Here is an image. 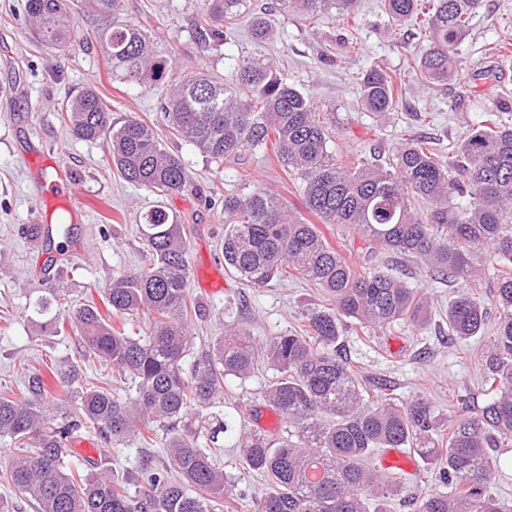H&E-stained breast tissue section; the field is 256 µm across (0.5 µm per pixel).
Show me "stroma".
Listing matches in <instances>:
<instances>
[{
    "mask_svg": "<svg viewBox=\"0 0 512 512\" xmlns=\"http://www.w3.org/2000/svg\"><path fill=\"white\" fill-rule=\"evenodd\" d=\"M381 3L361 0L355 21L344 19L334 8L307 22L289 13L280 15L272 37L257 41L249 17L275 8L276 0H247L235 42L221 46L201 45L191 34L202 0H125L124 16L144 24L158 50L177 47L178 65L188 71L228 80L244 57L287 62L290 82L309 94L319 111L335 113L333 147L339 162L347 165L376 147L391 152L415 134L448 149L480 123L487 109L512 119V0H483L461 46L462 70L454 81L430 87L407 75L409 60L424 48L422 39L413 26L393 24ZM24 4L25 0H0V310L13 313L11 324L0 330V389L14 391L21 388L26 370L74 357L79 349L75 336L43 334L25 318V295L40 285L44 256L56 257L65 287L73 289L78 301H85L116 273L140 265L144 245L137 225L155 203L152 193L114 175L105 143L70 137L59 122L61 109L90 84L115 118L152 119L166 92L162 86L145 90L114 81L94 48L59 59L26 34ZM377 65L404 77L406 83L400 105L381 118L358 104L359 79ZM162 140L192 176L191 187L166 205L181 216L190 242L194 278L188 292L198 306L195 333L213 339L223 335L225 324L235 323L266 339L297 326L303 305L324 300L313 286L275 280L263 288H248L229 278L223 291L206 293L195 281L196 276L224 269L218 257L224 218L220 208L208 206V198L223 194L230 185L263 184L296 206L300 198L293 182L258 150L244 152L219 170L188 143L167 134ZM33 149L72 175L76 199L86 215L70 235L43 220L45 204L36 186L47 173L19 160L21 153ZM388 264L408 286L426 293L434 310L422 329L398 325L380 336L345 332L343 347L363 383L387 378L398 400L425 397L443 414L464 394L472 404L483 405L473 343L448 338L453 287L430 277L412 259L394 256ZM271 377V372L261 370L245 381L227 378L225 414L236 424L250 426L248 410L262 406V392ZM224 444V470L236 482L235 495L225 498L224 504L243 512L242 503L264 492L267 483L236 466L232 438H225ZM93 450L99 463L121 474L137 471L145 456L159 463L165 457L163 449L146 450L134 440L112 445L97 438ZM407 459L416 473L392 503V512H415L414 497L438 486L430 465L412 453Z\"/></svg>",
    "mask_w": 512,
    "mask_h": 512,
    "instance_id": "1",
    "label": "stroma"
}]
</instances>
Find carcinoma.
I'll return each instance as SVG.
<instances>
[{
    "label": "carcinoma",
    "instance_id": "carcinoma-1",
    "mask_svg": "<svg viewBox=\"0 0 512 512\" xmlns=\"http://www.w3.org/2000/svg\"><path fill=\"white\" fill-rule=\"evenodd\" d=\"M353 17L358 0H278L279 10L310 18L331 4ZM246 0H205L193 22L194 39L226 45ZM384 0L397 23L419 21L427 51L408 72L425 85L446 84L459 71V47L482 0ZM26 22L48 50L70 57L89 44L68 0H25ZM95 20L91 33L112 77L139 87L165 84L169 94L155 121H116L92 87L59 114L84 141L106 142L122 179L158 197L141 216L144 264L112 276L102 305L73 304L70 288H34L27 320L60 336L77 335L80 354L27 375L22 392L0 393V436L11 439L12 461L0 482L26 496L38 512H219L229 489L224 437V378L244 380L266 364L275 372L264 401L286 422V434L243 433V469L268 482L249 512H390L403 493L393 473L371 466L382 448H409L437 467L446 491L417 497L416 512H512L491 492L497 448L512 447V124L486 113L443 161L430 142L406 140L391 156L348 166L331 149L334 114L318 112L274 62L239 61L231 82L174 68L176 49L158 54L147 29L123 17V0H80ZM274 20L256 15L253 35L269 36ZM403 80L382 68L360 78V107L374 116L396 108ZM194 146L217 169L250 149L273 147L277 162L296 176L302 209L260 184L233 185L220 201L224 270L241 284L263 288L295 279L319 288L327 305L302 309L299 328L259 340L229 329L213 345L192 350L189 324L196 305L187 291L188 239L163 199L182 193L190 175L155 127ZM354 229L370 253L415 258L432 276L458 288L448 303L454 341L483 338L478 351L483 406L459 402L444 422L417 398L370 401L359 372L342 349L345 324L383 333L398 323L422 327L427 298L380 260L358 269L324 236L319 224ZM490 290L477 291L484 281ZM144 314L148 335L127 330ZM493 335L483 332L491 314ZM192 358L190 370L183 368ZM93 359L132 387L122 399L110 379L87 380ZM448 433H443V428ZM94 430L107 442L140 441L165 450L161 466L141 465L133 480L110 469L83 474L67 463V445ZM135 491H130V487Z\"/></svg>",
    "mask_w": 512,
    "mask_h": 512
}]
</instances>
